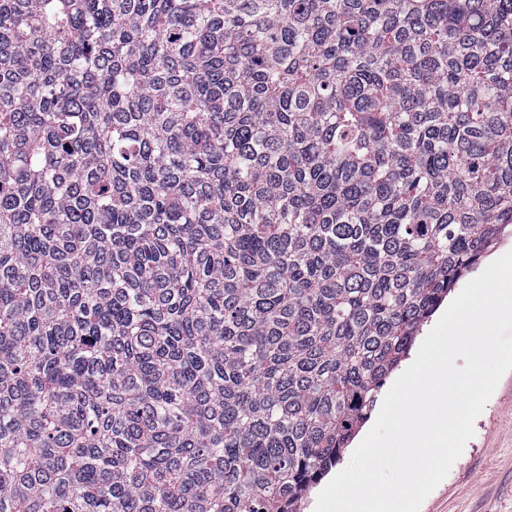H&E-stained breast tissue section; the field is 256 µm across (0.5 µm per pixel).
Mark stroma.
Segmentation results:
<instances>
[{
    "label": "stroma",
    "instance_id": "obj_1",
    "mask_svg": "<svg viewBox=\"0 0 512 512\" xmlns=\"http://www.w3.org/2000/svg\"><path fill=\"white\" fill-rule=\"evenodd\" d=\"M474 430L420 512H512V371L500 379Z\"/></svg>",
    "mask_w": 512,
    "mask_h": 512
}]
</instances>
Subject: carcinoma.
<instances>
[{"label": "carcinoma", "instance_id": "1", "mask_svg": "<svg viewBox=\"0 0 512 512\" xmlns=\"http://www.w3.org/2000/svg\"><path fill=\"white\" fill-rule=\"evenodd\" d=\"M512 227V0H0V512H303ZM512 250V231L509 233H506L504 238L496 245L494 248L492 254L485 257L479 265L476 266V268L468 274L458 285L457 287L448 295V298L443 302V304L438 308V310L434 313L431 320L424 326L423 331L420 336L417 337L409 356L406 360H404L401 363V366L394 371L389 378L386 380V384L382 389V392L379 396L378 402L376 404V407L371 412V415L361 431L358 433V435L355 437L353 442L350 444L349 448L345 449V452L343 454V457L340 461V463L331 470V472L322 480L320 485H318L308 498V505L305 509V512H314L316 500L318 497V494L320 491L327 485V483L342 469H344L348 463L350 462L351 456L357 447V445L362 441V439L366 436V434L369 432L371 427L373 426L377 415L379 413V410L381 408L383 399L385 395L387 394L388 390L390 389L391 385L395 381V379L413 362V360L416 357V354L418 352V349L426 337V335L429 333V331L434 327L438 319L440 318L441 314L444 312V310L447 308V306L450 304V302L461 292V290L464 288V286L471 281L473 278L478 276L485 268L486 266L491 263L496 258L500 257L507 251Z\"/></svg>", "mask_w": 512, "mask_h": 512}]
</instances>
